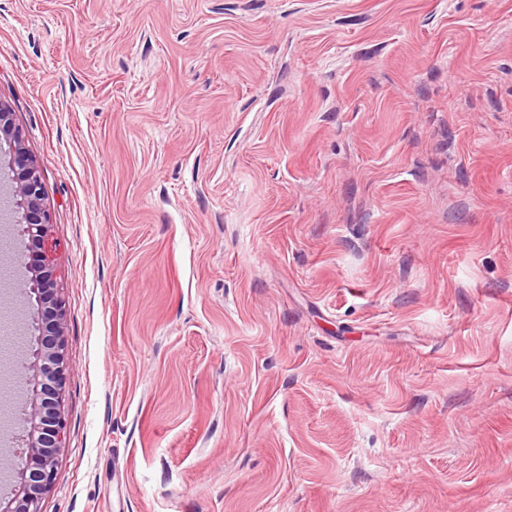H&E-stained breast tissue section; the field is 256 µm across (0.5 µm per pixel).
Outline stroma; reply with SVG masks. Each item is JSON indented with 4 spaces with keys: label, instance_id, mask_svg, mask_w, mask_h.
Returning <instances> with one entry per match:
<instances>
[{
    "label": "stroma",
    "instance_id": "1",
    "mask_svg": "<svg viewBox=\"0 0 512 512\" xmlns=\"http://www.w3.org/2000/svg\"><path fill=\"white\" fill-rule=\"evenodd\" d=\"M0 102L65 306L41 512H512V0H0Z\"/></svg>",
    "mask_w": 512,
    "mask_h": 512
}]
</instances>
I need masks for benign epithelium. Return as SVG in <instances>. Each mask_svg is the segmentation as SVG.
Masks as SVG:
<instances>
[{
  "instance_id": "obj_1",
  "label": "benign epithelium",
  "mask_w": 512,
  "mask_h": 512,
  "mask_svg": "<svg viewBox=\"0 0 512 512\" xmlns=\"http://www.w3.org/2000/svg\"><path fill=\"white\" fill-rule=\"evenodd\" d=\"M24 129L15 124L0 102V140L9 143L8 183L12 212L26 237L24 264L32 271L30 292L37 302L38 334L26 368L33 381V400L26 414L27 433L20 448L7 459L17 465L20 487L0 512H40L42 495L56 478V455L66 442V421L61 408L66 383L65 313L53 273L49 242L51 215L44 204V184L35 158L27 151Z\"/></svg>"
}]
</instances>
